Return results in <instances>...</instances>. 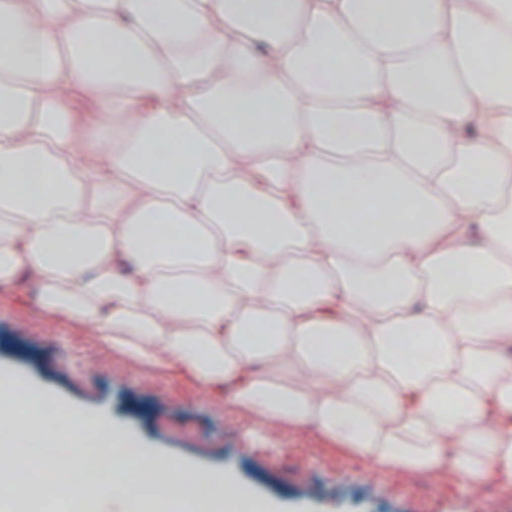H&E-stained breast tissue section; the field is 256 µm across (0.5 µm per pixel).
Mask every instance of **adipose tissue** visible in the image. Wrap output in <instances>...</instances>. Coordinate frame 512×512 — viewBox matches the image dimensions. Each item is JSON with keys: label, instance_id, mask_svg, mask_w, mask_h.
<instances>
[{"label": "adipose tissue", "instance_id": "obj_1", "mask_svg": "<svg viewBox=\"0 0 512 512\" xmlns=\"http://www.w3.org/2000/svg\"><path fill=\"white\" fill-rule=\"evenodd\" d=\"M386 7L393 37L376 0H0V286L369 470L512 485V0ZM52 414L44 446L126 463L129 428L0 370L1 448ZM169 467L92 512H282Z\"/></svg>", "mask_w": 512, "mask_h": 512}]
</instances>
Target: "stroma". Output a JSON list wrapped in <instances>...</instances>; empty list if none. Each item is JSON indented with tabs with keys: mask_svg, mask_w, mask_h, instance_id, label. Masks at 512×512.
I'll return each instance as SVG.
<instances>
[{
	"mask_svg": "<svg viewBox=\"0 0 512 512\" xmlns=\"http://www.w3.org/2000/svg\"><path fill=\"white\" fill-rule=\"evenodd\" d=\"M0 367L59 401L125 424L159 456L233 470L257 496L314 512H512V490L472 493L396 470L367 472L316 432L261 428L180 369L158 373L100 344L92 326L0 286Z\"/></svg>",
	"mask_w": 512,
	"mask_h": 512,
	"instance_id": "stroma-1",
	"label": "stroma"
}]
</instances>
